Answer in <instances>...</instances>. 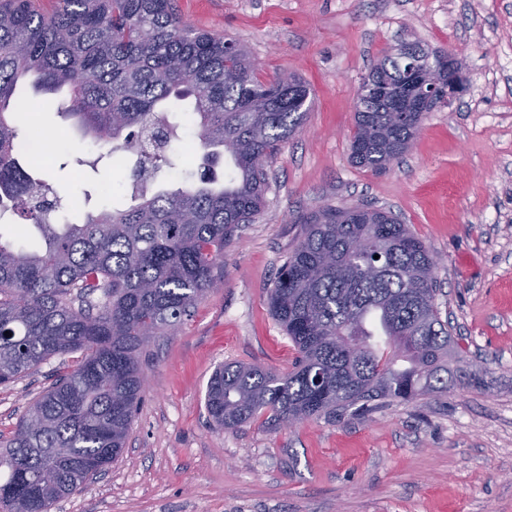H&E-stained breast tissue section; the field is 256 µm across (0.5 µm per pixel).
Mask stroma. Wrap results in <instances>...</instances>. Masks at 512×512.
Here are the masks:
<instances>
[{
  "mask_svg": "<svg viewBox=\"0 0 512 512\" xmlns=\"http://www.w3.org/2000/svg\"><path fill=\"white\" fill-rule=\"evenodd\" d=\"M191 27L244 47L260 80L312 90L303 126L265 166V204L224 246L223 283L173 336L145 344L143 399L111 466L51 512H512V0H175ZM453 52L465 89L426 114L389 170L351 160L356 92L400 41ZM25 123L71 146L33 165L56 185L87 179L95 150L57 103ZM370 203L439 259L437 303L452 326L448 389L408 403L271 428L224 430L205 391L227 361L288 371L296 352L266 298L310 217ZM80 354L0 386V436Z\"/></svg>",
  "mask_w": 512,
  "mask_h": 512,
  "instance_id": "1",
  "label": "stroma"
}]
</instances>
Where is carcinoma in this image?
Returning <instances> with one entry per match:
<instances>
[{
  "instance_id": "obj_1",
  "label": "carcinoma",
  "mask_w": 512,
  "mask_h": 512,
  "mask_svg": "<svg viewBox=\"0 0 512 512\" xmlns=\"http://www.w3.org/2000/svg\"><path fill=\"white\" fill-rule=\"evenodd\" d=\"M63 95L62 115L101 149L141 157L154 174L190 175L124 210L72 221L70 194L33 178L22 160L16 90ZM402 80L386 56L363 81ZM309 86L294 75L261 81L238 45L185 24L173 0H0V197L28 214L39 242H0V386L54 357L76 368L38 396L0 441V512H50L123 452L144 379L140 352L167 336L221 282L224 242L262 208L272 157L305 120ZM189 101L198 148L178 150L164 103ZM355 113L352 161L382 170L402 158L422 117L370 98ZM236 172L213 186L221 157ZM434 254L389 211L328 209L306 224L267 295L296 351L284 373L226 362L208 380L213 423L259 416L274 428L339 412L373 411L448 391L451 326L436 303Z\"/></svg>"
}]
</instances>
